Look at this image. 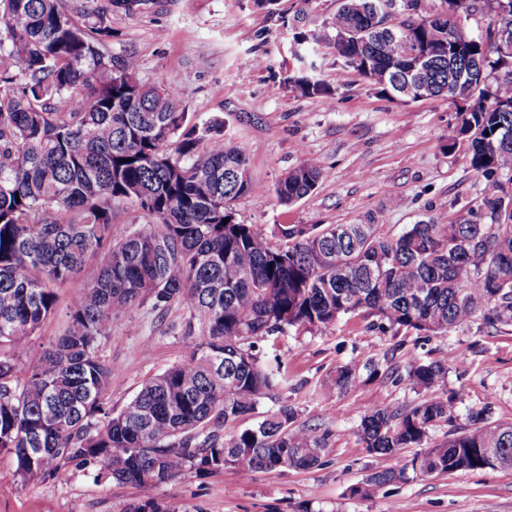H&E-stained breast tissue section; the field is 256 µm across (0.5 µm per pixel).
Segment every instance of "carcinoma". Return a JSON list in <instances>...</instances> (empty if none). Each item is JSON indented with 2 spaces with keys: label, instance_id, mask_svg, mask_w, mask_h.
Wrapping results in <instances>:
<instances>
[{
  "label": "carcinoma",
  "instance_id": "carcinoma-1",
  "mask_svg": "<svg viewBox=\"0 0 512 512\" xmlns=\"http://www.w3.org/2000/svg\"><path fill=\"white\" fill-rule=\"evenodd\" d=\"M340 0L331 44L343 65L393 94L408 55L429 53L418 75L427 98L468 102L448 141L464 143L482 183L463 222L420 221L388 237L374 221L323 229L282 224L274 238L237 221L231 202L258 191L244 147L224 141L223 121L186 124L179 91L137 76L133 57L116 59L108 8L76 14L69 0H0V452L13 455L23 481L69 463L96 477L151 486L186 471L226 468L248 476L322 465L328 435L297 424L282 397L287 370L264 342L292 330L317 332L344 318L417 336L473 320L512 325V58L498 37L512 29V0H435L406 11ZM489 8L473 36L465 21ZM303 96L327 94L313 74L293 80ZM326 177L305 159L275 187L290 205ZM127 204L140 212L113 222ZM229 222H223V219ZM73 278L83 291L67 326L24 366L28 339L57 309V288ZM183 308L181 362L145 379L119 410L110 401L115 366L101 350L112 318L145 305ZM453 353L423 361L411 354L393 380L413 390L446 385ZM359 382L336 367L330 388ZM257 424L224 432L255 413ZM455 399L412 407L372 406L359 435L375 460L420 448ZM474 410L471 428L402 464L374 467L350 494L368 498L409 474L512 470V425Z\"/></svg>",
  "mask_w": 512,
  "mask_h": 512
}]
</instances>
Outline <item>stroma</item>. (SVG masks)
<instances>
[{
  "instance_id": "obj_1",
  "label": "stroma",
  "mask_w": 512,
  "mask_h": 512,
  "mask_svg": "<svg viewBox=\"0 0 512 512\" xmlns=\"http://www.w3.org/2000/svg\"><path fill=\"white\" fill-rule=\"evenodd\" d=\"M338 0H277L259 9L253 0H150L133 12L112 15L107 51L134 57L140 80L175 85L191 123L224 122L226 140L244 146L251 177L260 190L233 201L239 222L270 234L275 225L365 224L385 235L435 219L462 221L481 183L466 147L448 146V128L465 105L460 98L402 102L341 65L328 42L327 24ZM317 33L318 77L330 97L293 92L288 78L299 63L297 37ZM318 159L328 175L309 195L280 204L277 182L303 159ZM79 280L57 290L55 315L28 343L35 363L48 341L66 326L67 306L80 293ZM183 309L164 315L142 308L112 320L103 353L115 364L112 404L122 406L141 382L183 360L192 350L179 332ZM462 353V367L448 372L457 396L452 422L436 423L428 445L447 441L469 425L471 410L491 403V419L512 424V326L497 329L470 322L425 338L368 329L363 318L329 329L289 333L268 346L288 368V392L298 423L329 435L322 466L285 473L235 470L139 487L96 479L69 464L45 479L25 482L15 463L0 454V512H130L151 502L162 512H512V470L456 472L410 477L372 497L349 490L369 473L373 460L358 433L367 406H411L423 391L384 376L366 379L370 365L392 370L408 355L430 360ZM350 363L363 379L346 392L329 390L336 366Z\"/></svg>"
}]
</instances>
